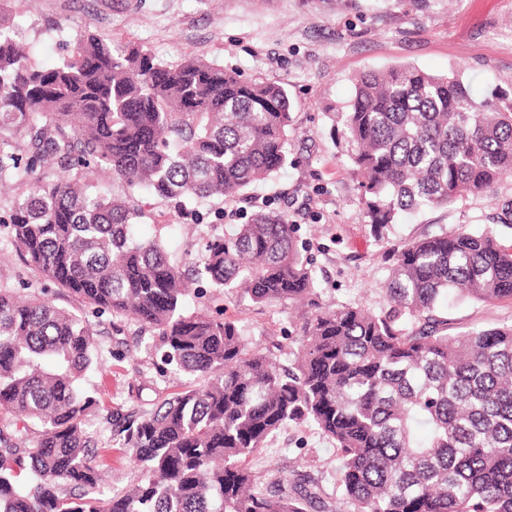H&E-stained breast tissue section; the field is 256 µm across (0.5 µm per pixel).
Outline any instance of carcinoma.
<instances>
[{
    "instance_id": "carcinoma-1",
    "label": "carcinoma",
    "mask_w": 512,
    "mask_h": 512,
    "mask_svg": "<svg viewBox=\"0 0 512 512\" xmlns=\"http://www.w3.org/2000/svg\"><path fill=\"white\" fill-rule=\"evenodd\" d=\"M11 2L0 0V131L23 140L0 139V177L29 192L0 224L36 284L0 288V512H308L318 493L250 465L290 425L336 444L326 512H512V323L450 336L440 314L451 294L512 299V246L489 230L405 241L388 309H324L296 225L272 207L212 236L185 271L162 236L136 237L150 218L138 197L198 217L270 180L294 130L284 87L91 31L43 67L12 35ZM338 116L380 239L407 213L512 175V98L478 95L459 71H366ZM101 173L123 191L101 192ZM203 280L256 305L306 306L298 338L248 347L236 321L187 312ZM54 288L80 307L54 305ZM105 314L151 332L182 377L145 416L110 411L112 440L140 467L110 497L85 428L97 400L81 387Z\"/></svg>"
}]
</instances>
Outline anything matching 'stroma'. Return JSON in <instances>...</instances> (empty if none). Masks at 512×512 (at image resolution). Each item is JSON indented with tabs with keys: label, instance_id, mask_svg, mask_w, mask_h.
Listing matches in <instances>:
<instances>
[{
	"label": "stroma",
	"instance_id": "obj_1",
	"mask_svg": "<svg viewBox=\"0 0 512 512\" xmlns=\"http://www.w3.org/2000/svg\"><path fill=\"white\" fill-rule=\"evenodd\" d=\"M9 20L16 37L44 66L71 51L76 32L89 30L118 42L146 44L167 61L198 57L287 90L295 123L288 162L273 180L256 185L251 199L213 202L199 224L151 201V217L138 225L137 234L164 236L176 261H185L191 242L231 233L268 204L287 209L296 224L297 245L316 272L321 306L350 301L377 311L389 305L384 290L388 253L400 241L463 227L487 229L512 241L504 217L512 206V176L499 181L490 195L407 216L383 238L374 237L363 216L345 129L329 118L346 110L354 76L398 63L433 73L458 67L477 89L496 87L512 94V0H141L134 10L125 9L124 0H13ZM202 308L235 319L252 346L272 339L286 345L299 333L300 314L291 304L257 306L208 293L189 298L188 311ZM444 315L452 334L510 324L512 300L454 302ZM100 330L97 367L83 380L98 401L86 428L98 443L105 489L112 492L134 482L139 471L112 442L107 411L149 412L178 381L151 334L139 332L136 324L116 328L106 315ZM337 466L334 442L313 427L297 425L276 433L267 452L252 463L266 481L297 470L308 474L327 499L336 495L329 474Z\"/></svg>",
	"mask_w": 512,
	"mask_h": 512
}]
</instances>
